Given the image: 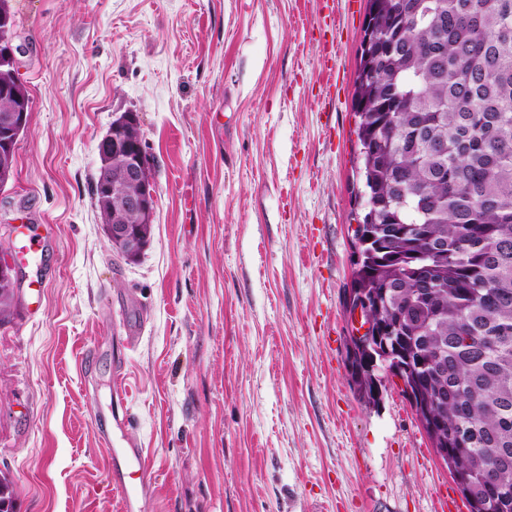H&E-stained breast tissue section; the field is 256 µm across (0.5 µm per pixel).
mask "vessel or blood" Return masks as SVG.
<instances>
[{
    "label": "vessel or blood",
    "instance_id": "1",
    "mask_svg": "<svg viewBox=\"0 0 512 512\" xmlns=\"http://www.w3.org/2000/svg\"><path fill=\"white\" fill-rule=\"evenodd\" d=\"M112 487L120 497L119 512H144L152 474L135 441L110 451Z\"/></svg>",
    "mask_w": 512,
    "mask_h": 512
}]
</instances>
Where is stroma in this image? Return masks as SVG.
I'll return each mask as SVG.
<instances>
[{"label":"stroma","mask_w":512,"mask_h":512,"mask_svg":"<svg viewBox=\"0 0 512 512\" xmlns=\"http://www.w3.org/2000/svg\"><path fill=\"white\" fill-rule=\"evenodd\" d=\"M11 5L31 112L0 191V257L15 258L17 224L45 244L39 265L18 261L0 324L16 512H119L104 443L129 439L155 476L145 512H442L456 485L398 388L373 405L348 383L365 0ZM124 112L157 197L135 261L92 192ZM117 365L137 417L124 433Z\"/></svg>","instance_id":"stroma-1"}]
</instances>
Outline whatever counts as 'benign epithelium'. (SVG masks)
I'll list each match as a JSON object with an SVG mask.
<instances>
[{
    "mask_svg": "<svg viewBox=\"0 0 512 512\" xmlns=\"http://www.w3.org/2000/svg\"><path fill=\"white\" fill-rule=\"evenodd\" d=\"M14 36L0 38V65L16 67ZM30 104L23 97L20 88H5L0 93V153L12 151L17 136L28 127ZM139 127L137 114L125 112L112 121V127L102 136L99 145L112 147V163L102 168L98 174L103 207L112 211V219L105 225L107 239L112 248L130 261L139 258L149 236L143 227L154 221L156 195L150 160L145 158V148L141 141L128 136V130ZM353 328L347 337L348 347L358 344L362 347L371 343L369 325L365 324L363 308L346 303ZM377 370L388 375L400 390L413 402V410L426 409L425 404L416 403L412 391L409 371L381 361Z\"/></svg>",
    "mask_w": 512,
    "mask_h": 512,
    "instance_id": "1",
    "label": "benign epithelium"
}]
</instances>
